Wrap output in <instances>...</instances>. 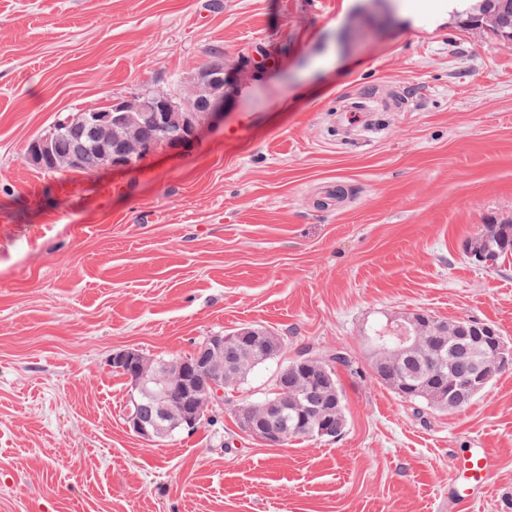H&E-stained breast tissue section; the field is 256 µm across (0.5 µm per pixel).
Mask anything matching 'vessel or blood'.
Masks as SVG:
<instances>
[{"mask_svg":"<svg viewBox=\"0 0 512 512\" xmlns=\"http://www.w3.org/2000/svg\"><path fill=\"white\" fill-rule=\"evenodd\" d=\"M451 467L454 476L448 481L444 497L450 512H462L485 492L491 477V458L487 449L467 448L453 456Z\"/></svg>","mask_w":512,"mask_h":512,"instance_id":"1","label":"vessel or blood"}]
</instances>
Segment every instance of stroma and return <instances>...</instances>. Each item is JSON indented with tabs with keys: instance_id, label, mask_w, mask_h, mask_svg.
Returning <instances> with one entry per match:
<instances>
[{
	"instance_id": "obj_1",
	"label": "stroma",
	"mask_w": 512,
	"mask_h": 512,
	"mask_svg": "<svg viewBox=\"0 0 512 512\" xmlns=\"http://www.w3.org/2000/svg\"><path fill=\"white\" fill-rule=\"evenodd\" d=\"M222 122L128 168L27 157L68 115L188 86L212 53ZM512 46L448 0H0V512H448L450 460L488 449L468 512H512V369L466 408L375 379L371 322L425 312L512 347ZM283 359L345 350L347 427L270 447L235 412L157 442L109 359L189 355L247 325ZM488 237L489 255L497 261L512 256V224H488L480 237L467 243L466 250L474 247L477 240Z\"/></svg>"
}]
</instances>
